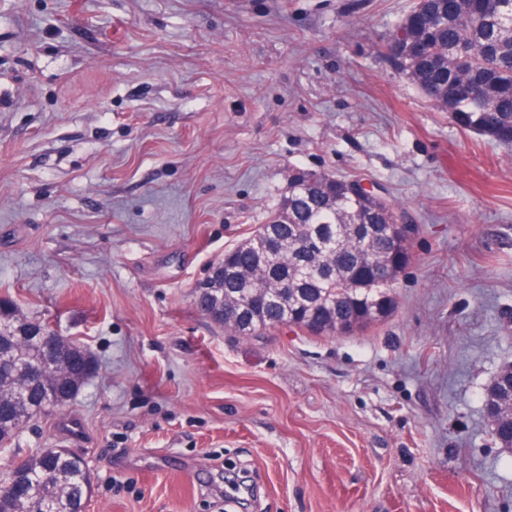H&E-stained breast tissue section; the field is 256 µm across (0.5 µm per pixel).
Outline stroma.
Instances as JSON below:
<instances>
[{"label": "stroma", "mask_w": 512, "mask_h": 512, "mask_svg": "<svg viewBox=\"0 0 512 512\" xmlns=\"http://www.w3.org/2000/svg\"><path fill=\"white\" fill-rule=\"evenodd\" d=\"M415 0H0V297L97 370L24 428L85 512H512V147L382 47ZM417 224L391 316L235 336L197 286L293 169ZM497 394L504 400L500 409H490L487 407L486 415L491 423L492 428L499 430V422H503L505 418L512 422V368L511 366L505 371L502 369L495 382ZM504 386V387H503Z\"/></svg>", "instance_id": "stroma-1"}]
</instances>
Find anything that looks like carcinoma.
Here are the masks:
<instances>
[{
  "label": "carcinoma",
  "mask_w": 512,
  "mask_h": 512,
  "mask_svg": "<svg viewBox=\"0 0 512 512\" xmlns=\"http://www.w3.org/2000/svg\"><path fill=\"white\" fill-rule=\"evenodd\" d=\"M396 68L417 89L449 114L462 130L512 146V0H417L384 45ZM358 179L324 171L295 169L288 196L267 221L243 242L224 251L212 272L223 278L217 288L206 281L196 296L198 309L216 324L217 311L247 325V333L288 325L311 335H345L367 330L395 307L393 288L411 261L417 232L395 241L383 225L409 222L403 209L386 197L356 196ZM268 235L285 242L277 262L265 263L254 250ZM299 272L295 297H270L265 288ZM25 325L15 306L0 302V325ZM0 356L30 365L46 351L35 336L0 335ZM94 368L85 347L73 345L71 362L58 370L51 389L66 405ZM15 379L0 375V437H18L52 403L46 389L30 386L14 400ZM91 479L82 460L62 449L43 448L0 476V512H83Z\"/></svg>",
  "instance_id": "obj_1"
}]
</instances>
